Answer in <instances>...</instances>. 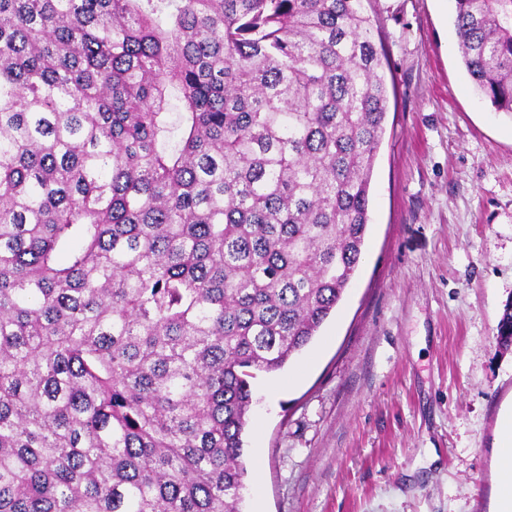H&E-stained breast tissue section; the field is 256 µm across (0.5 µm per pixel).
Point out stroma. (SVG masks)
<instances>
[{"label":"stroma","mask_w":512,"mask_h":512,"mask_svg":"<svg viewBox=\"0 0 512 512\" xmlns=\"http://www.w3.org/2000/svg\"><path fill=\"white\" fill-rule=\"evenodd\" d=\"M384 134L354 277L254 382L243 512H489L512 405V116L478 94L453 0H369Z\"/></svg>","instance_id":"stroma-1"}]
</instances>
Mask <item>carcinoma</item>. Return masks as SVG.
<instances>
[{
  "label": "carcinoma",
  "mask_w": 512,
  "mask_h": 512,
  "mask_svg": "<svg viewBox=\"0 0 512 512\" xmlns=\"http://www.w3.org/2000/svg\"><path fill=\"white\" fill-rule=\"evenodd\" d=\"M365 2L0 0V512H242L251 379L365 242ZM454 2L512 115V0Z\"/></svg>",
  "instance_id": "obj_1"
}]
</instances>
